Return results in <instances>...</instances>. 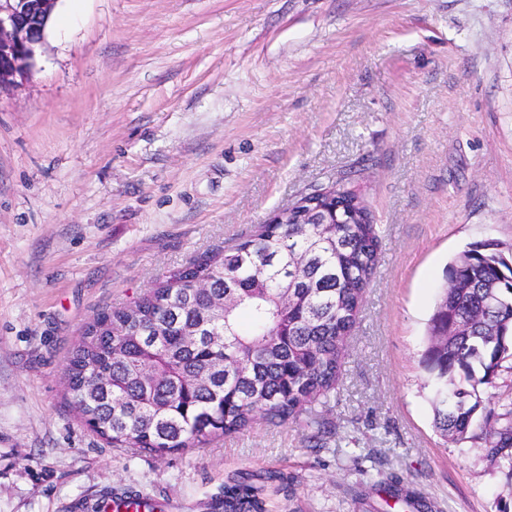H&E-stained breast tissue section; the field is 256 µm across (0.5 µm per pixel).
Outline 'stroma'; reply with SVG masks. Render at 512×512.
<instances>
[{
	"instance_id": "35a3bbf8",
	"label": "stroma",
	"mask_w": 512,
	"mask_h": 512,
	"mask_svg": "<svg viewBox=\"0 0 512 512\" xmlns=\"http://www.w3.org/2000/svg\"><path fill=\"white\" fill-rule=\"evenodd\" d=\"M351 173L384 237L342 382L305 417L157 458L77 418L81 328ZM512 250V0H59L0 93V512H100L140 493L224 512H512V474L433 425L427 324L450 260ZM224 512H268L265 486L238 481L224 486Z\"/></svg>"
}]
</instances>
